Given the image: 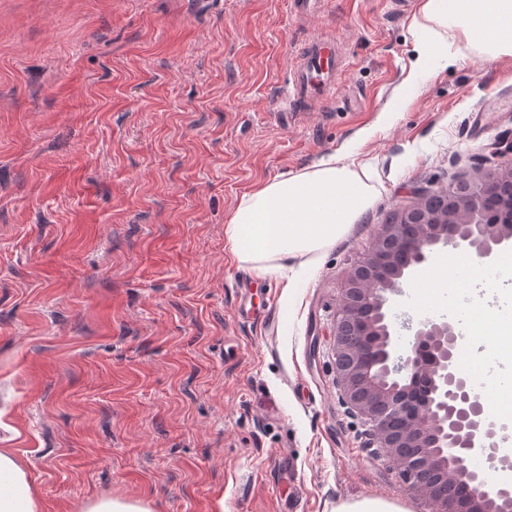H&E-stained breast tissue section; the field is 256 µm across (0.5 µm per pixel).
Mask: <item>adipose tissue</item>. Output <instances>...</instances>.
Returning <instances> with one entry per match:
<instances>
[{"instance_id": "adipose-tissue-1", "label": "adipose tissue", "mask_w": 512, "mask_h": 512, "mask_svg": "<svg viewBox=\"0 0 512 512\" xmlns=\"http://www.w3.org/2000/svg\"><path fill=\"white\" fill-rule=\"evenodd\" d=\"M416 57L389 106L397 111L408 91L431 77L435 49L449 60L477 51L487 60L512 56V0H421L411 24ZM375 171L345 154L321 159L311 170L281 176L244 194L224 229V247L266 277L291 261L332 247L379 195ZM0 512H42L39 491L11 449L0 448Z\"/></svg>"}]
</instances>
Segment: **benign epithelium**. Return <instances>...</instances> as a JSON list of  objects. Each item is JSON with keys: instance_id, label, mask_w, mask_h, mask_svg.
I'll return each instance as SVG.
<instances>
[{"instance_id": "benign-epithelium-1", "label": "benign epithelium", "mask_w": 512, "mask_h": 512, "mask_svg": "<svg viewBox=\"0 0 512 512\" xmlns=\"http://www.w3.org/2000/svg\"><path fill=\"white\" fill-rule=\"evenodd\" d=\"M512 154V135L488 147ZM512 187V163L493 165L451 183L456 205L431 213L425 189L398 212L347 277L336 321V375L343 401L372 426V446L401 469L408 489L429 500L432 512H512V488L492 490L470 470L467 459L480 448L495 459L497 431L507 425L483 417L484 389L458 367L461 337L444 318L419 322L406 351L398 349L388 320L386 293L428 263L440 246L475 251L486 258L512 242V221H481L486 200Z\"/></svg>"}]
</instances>
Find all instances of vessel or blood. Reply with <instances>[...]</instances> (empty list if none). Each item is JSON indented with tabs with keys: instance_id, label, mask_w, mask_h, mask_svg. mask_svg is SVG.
Masks as SVG:
<instances>
[{
	"instance_id": "obj_1",
	"label": "vessel or blood",
	"mask_w": 512,
	"mask_h": 512,
	"mask_svg": "<svg viewBox=\"0 0 512 512\" xmlns=\"http://www.w3.org/2000/svg\"><path fill=\"white\" fill-rule=\"evenodd\" d=\"M341 73L334 42L314 39L299 56L294 67V91L302 98H321L335 89Z\"/></svg>"
}]
</instances>
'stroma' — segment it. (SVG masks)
Wrapping results in <instances>:
<instances>
[{
    "label": "stroma",
    "mask_w": 512,
    "mask_h": 512,
    "mask_svg": "<svg viewBox=\"0 0 512 512\" xmlns=\"http://www.w3.org/2000/svg\"><path fill=\"white\" fill-rule=\"evenodd\" d=\"M418 4L0 0V448L43 512L111 495L151 512H429L342 400L336 318L412 189L473 175L512 130V58L469 53L385 113ZM320 35L342 78L293 99ZM344 150L380 195L300 287L227 260L242 194ZM401 288L396 319L479 330L467 284ZM336 512H404V510L380 499L365 498L351 504H343L336 509Z\"/></svg>",
    "instance_id": "stroma-1"
}]
</instances>
